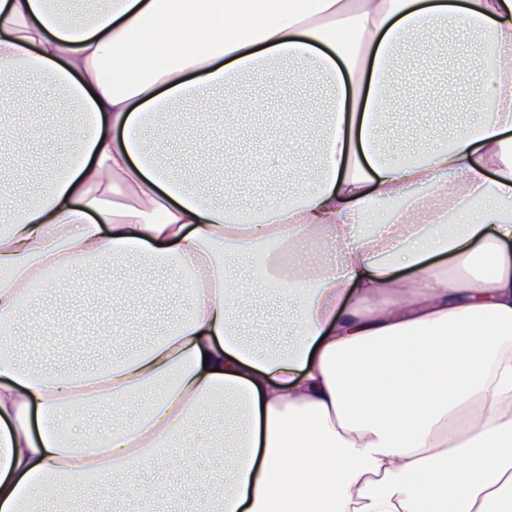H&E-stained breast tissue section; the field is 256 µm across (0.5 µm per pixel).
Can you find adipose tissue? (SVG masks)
<instances>
[{
	"instance_id": "obj_1",
	"label": "adipose tissue",
	"mask_w": 512,
	"mask_h": 512,
	"mask_svg": "<svg viewBox=\"0 0 512 512\" xmlns=\"http://www.w3.org/2000/svg\"><path fill=\"white\" fill-rule=\"evenodd\" d=\"M57 2L0 0V74L76 106L53 176L0 174V337L22 304L42 309L27 288L45 271L120 258L167 272L173 315L142 343L123 282L106 320L124 356L58 372L0 354V512H32L60 475L137 479L217 406L235 423L222 496L187 466L132 512H166L174 493L204 512H512V0H108L69 16ZM450 23L484 37L483 118L390 161L392 73L418 31ZM259 71L271 93L302 81L329 98L312 184L257 207L168 152L180 106L206 113L217 91L228 138L309 145L301 124L267 130L240 103ZM383 202L389 221L357 230ZM306 246L312 259L284 265ZM256 251L265 277L230 288ZM274 288L294 334L279 350L235 320ZM88 405L126 419L74 440L65 419Z\"/></svg>"
}]
</instances>
